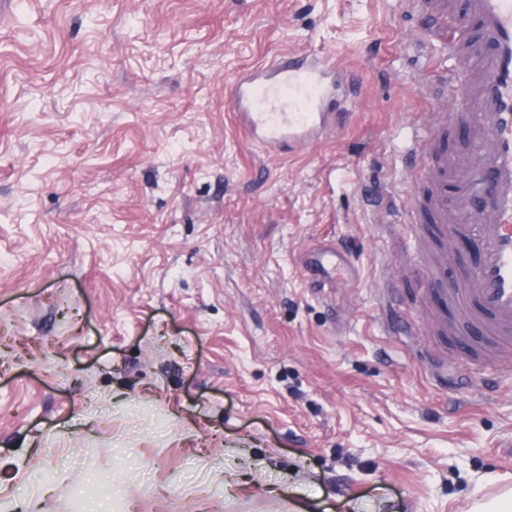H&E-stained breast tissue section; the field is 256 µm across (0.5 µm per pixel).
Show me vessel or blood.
<instances>
[{
	"instance_id": "vessel-or-blood-1",
	"label": "vessel or blood",
	"mask_w": 512,
	"mask_h": 512,
	"mask_svg": "<svg viewBox=\"0 0 512 512\" xmlns=\"http://www.w3.org/2000/svg\"><path fill=\"white\" fill-rule=\"evenodd\" d=\"M408 16L420 19L424 49L447 50L450 64L433 85L437 96L464 91L477 105L470 113L479 148L465 165L487 180L490 206L465 190L448 193V160L439 149L445 113H431L422 132L404 145L420 172L414 204L441 225L449 242L467 240L475 259L459 266L458 280L440 294L451 314L449 335L472 361L482 350L512 346V0H469L482 33L471 45L452 26L448 0H405ZM236 125L253 143L277 156L318 142L345 117L339 96H357V81L340 82L328 60L288 55L239 73L228 86ZM347 272L352 262L335 247L304 256L300 265L316 280L325 265Z\"/></svg>"
}]
</instances>
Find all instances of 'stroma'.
I'll return each mask as SVG.
<instances>
[{
  "label": "stroma",
  "instance_id": "obj_1",
  "mask_svg": "<svg viewBox=\"0 0 512 512\" xmlns=\"http://www.w3.org/2000/svg\"><path fill=\"white\" fill-rule=\"evenodd\" d=\"M398 0H15L0 17V512H469L512 487V380L460 361L401 153L429 93ZM357 77L270 156L225 83L288 54ZM356 275L310 286L322 244ZM289 487L288 497L278 496ZM324 263L331 264L339 272L349 273L352 270V262L347 255L337 251L334 246L323 245L320 250L304 256L300 262L303 271L308 273V279L312 281L314 288H325V282L317 280L320 271L324 269Z\"/></svg>",
  "mask_w": 512,
  "mask_h": 512
}]
</instances>
